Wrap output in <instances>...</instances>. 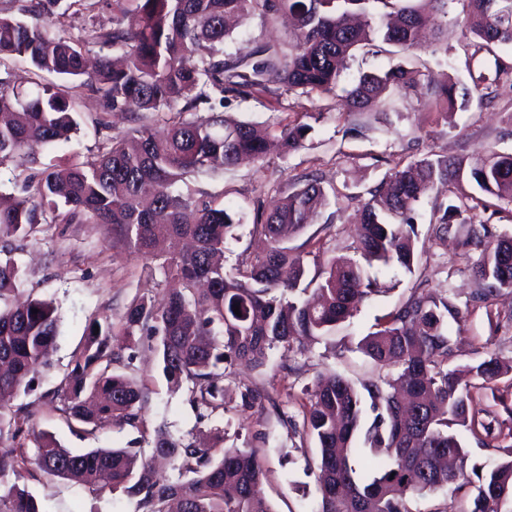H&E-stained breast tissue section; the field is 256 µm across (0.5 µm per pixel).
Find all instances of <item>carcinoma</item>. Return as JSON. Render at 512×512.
Returning a JSON list of instances; mask_svg holds the SVG:
<instances>
[{
  "label": "carcinoma",
  "mask_w": 512,
  "mask_h": 512,
  "mask_svg": "<svg viewBox=\"0 0 512 512\" xmlns=\"http://www.w3.org/2000/svg\"><path fill=\"white\" fill-rule=\"evenodd\" d=\"M451 0H139L129 20L112 29L87 28L74 39L58 21L32 23L0 17V66L25 58L41 71L78 80L101 95L107 108L129 114L131 127L115 138L87 167L63 162L37 182L28 181L9 203L0 199V240L27 238L34 225L94 223L112 227L122 243L154 260L155 244L166 238L174 251L159 263L179 287L169 290L161 307L135 301L117 322L89 327L84 346L72 355L57 391L69 425L102 428L117 417L135 427L147 393L129 373L136 352L116 353L112 337L138 333L151 341L165 377L192 383L194 402L212 411L224 407L221 365L244 360L267 365L279 346H303L328 336L360 305L380 292L366 265L376 261L413 272L418 261L414 204L440 185L453 194L469 182L477 194H462L463 206L439 204L433 233L443 240L451 218L481 208L488 199L512 203V154L491 153L466 166L432 152L410 161L368 191L357 214V250L365 260L314 255L309 275L306 255L288 237L313 223L326 205L319 183L304 179L272 209H256L252 234L267 249L224 268L227 240L236 221L223 208L200 203L172 187L190 173L224 170L249 159H264L270 142L283 152L303 146L309 127L286 124L277 132L248 122H230L217 107L226 95L246 97L277 84L309 96L336 89L345 59L357 49L380 53L386 47H419V34L445 11ZM462 4L463 36L473 37V55L495 57L494 70L472 78L469 88L456 82L437 87L446 112L465 108L473 98L495 97L512 86V63L495 56V47L512 45V0H457ZM285 12L294 21L288 52L266 44L243 56L224 54L230 30L226 21ZM119 53L99 57L88 70L89 47ZM0 77V164L34 149L68 141L77 132L75 100L60 85L46 84L24 95L11 73ZM420 70L402 63L382 73L365 72L343 88L348 107L378 110L391 97H408ZM206 105L205 117L182 114ZM165 117L166 135L156 136L146 114ZM467 245L478 252L469 267L476 304L489 306L512 290V236H497L481 221L470 225ZM24 274L17 263L0 260V403L4 397L33 389L50 364L60 317L52 302L30 298L9 301L20 291ZM239 306L241 315L234 313ZM38 313H32V310ZM459 307L447 296L417 285L397 308L382 316L359 349L380 367L397 368L355 384L337 371L317 376L304 390L302 421L277 409L281 423L318 443L314 461L319 485L316 512H412L410 502L467 479L468 453L454 427L474 436L494 428L471 410L472 390L512 373V359L492 355L467 367L478 383L461 388L448 370L452 355L448 319ZM371 422L362 427L365 413ZM30 433L37 451L28 458L20 438ZM0 512H40L35 496L20 486L27 465L51 478L79 477L94 482L107 474L112 492L136 499L137 512H276L262 492L267 470L252 448H200L191 441L157 431L152 456L169 459L175 480L156 477L150 460L133 448L64 447L47 431L35 432L21 411L0 410ZM373 457L375 475L358 474L361 450ZM507 458L488 468L472 469L477 493L466 512H504L512 505V444Z\"/></svg>",
  "instance_id": "obj_1"
}]
</instances>
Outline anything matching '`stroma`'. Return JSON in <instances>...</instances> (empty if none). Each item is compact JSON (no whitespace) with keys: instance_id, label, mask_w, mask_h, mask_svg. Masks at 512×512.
I'll list each match as a JSON object with an SVG mask.
<instances>
[{"instance_id":"obj_1","label":"stroma","mask_w":512,"mask_h":512,"mask_svg":"<svg viewBox=\"0 0 512 512\" xmlns=\"http://www.w3.org/2000/svg\"><path fill=\"white\" fill-rule=\"evenodd\" d=\"M460 10L455 0L448 15L439 16L442 34L429 49L395 56L358 51L349 59L339 78L343 86L363 72H381L399 61L407 65L421 61L423 76L416 92L387 111L347 113L332 92L307 98L283 90L276 96L257 93L246 99H225V115L258 128L275 129L288 122L309 127L304 148L296 152L284 155L274 149L262 161L177 184V191L225 208L238 219L236 237L225 249L227 265H234L238 255L253 243L250 229L255 208L290 193L300 176L317 179L327 204L316 222L293 238V245L308 252L317 244L322 256L356 260L360 254L353 218L360 196L410 160L432 152L472 163L493 151L512 153V89L502 88L493 101L473 102L450 114L440 112L432 95L435 87L449 80L470 85V73L477 68L471 48L454 23ZM289 32L286 18L269 22L256 15L238 25L224 50L243 55L267 42L287 41ZM75 101L80 128L71 142L0 166V195L20 196L26 179L42 178L63 161L93 163L112 137L125 134L130 127L125 114L107 111L103 99L90 88H78ZM436 199V193H429L416 206L418 233L427 246L413 272L396 266L373 268L381 293L366 301L333 335L302 350L276 349L268 365L259 369L243 364L227 367L222 409L200 412L191 402L190 383L172 386L154 351L142 345L139 337H115V352L124 355L129 347L137 349L135 374L149 393L143 423L135 428L115 421L82 437L71 432L55 396L73 351L83 343L90 322L118 320L141 298L161 301L166 279L162 270L147 271L140 255L113 244L102 225H38L14 258L25 272L24 293L52 301L57 307L60 334L50 356L51 365L39 374L34 391L17 392L10 405L27 414L35 430L50 431L73 449L141 448L159 429L177 438L191 435L209 445L259 449L268 470L263 491L277 512H314L318 484L314 473L307 471L306 461L316 456L317 444L311 439L301 440L280 425L273 405L289 396L300 397L304 387L328 370L354 381L378 376L380 366L361 353L357 343L372 331L378 317L406 299L419 282L450 296L463 310L460 320L448 323L454 343L449 368L473 364L493 354L512 359V293L502 292L491 310L467 309L473 290L468 271L471 254L462 245L467 228L456 226L455 236L430 241ZM492 312L500 316L499 328L490 325L488 315ZM247 386L262 395L250 409L243 408L241 399ZM262 424L270 433L265 444L255 436ZM25 483L43 512L135 510L134 501L125 496L92 490L75 479L49 480L35 470L26 476ZM474 493L473 484L462 482L414 499L412 507L414 512H467Z\"/></svg>"}]
</instances>
